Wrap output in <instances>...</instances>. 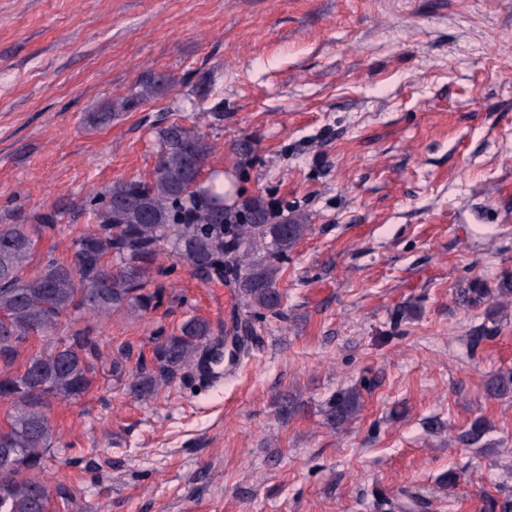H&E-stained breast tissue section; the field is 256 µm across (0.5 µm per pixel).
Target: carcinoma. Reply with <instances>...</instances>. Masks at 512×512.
Returning a JSON list of instances; mask_svg holds the SVG:
<instances>
[{
	"instance_id": "cac0c4a2",
	"label": "carcinoma",
	"mask_w": 512,
	"mask_h": 512,
	"mask_svg": "<svg viewBox=\"0 0 512 512\" xmlns=\"http://www.w3.org/2000/svg\"><path fill=\"white\" fill-rule=\"evenodd\" d=\"M164 77L150 79L129 100L134 106L153 97ZM160 151L149 181L121 180L95 192L89 200L96 228L75 241L71 261L53 257L31 268L36 239L27 224H0V402L10 404L0 424V512H49L51 497L68 506L71 495L59 486L51 494L38 474L55 447L48 411L63 398H77L91 384L100 358L91 327L54 339L60 319L69 314L106 318L124 310L145 313L160 300L150 291L151 273L163 246L186 261L205 280L216 277L237 288L256 313L276 316L284 294L277 287L279 258L307 234L309 225L296 215L270 222L261 196L241 205L224 203L221 171L212 170L209 185L201 182L211 154L208 138L192 127L172 122L158 131ZM38 230H55L61 213L49 209L36 216ZM266 259L247 262L256 246ZM256 336L251 318L234 313L224 335H214L209 321L192 317L161 337L152 350L151 367L133 375L127 392L147 400L159 389L199 368L214 346L226 340L236 346V359L248 355ZM44 347L30 354L23 370H14L30 339ZM512 391V377L486 387L490 397ZM362 407L358 389L334 395L324 410L326 423L338 429L357 417Z\"/></svg>"
}]
</instances>
